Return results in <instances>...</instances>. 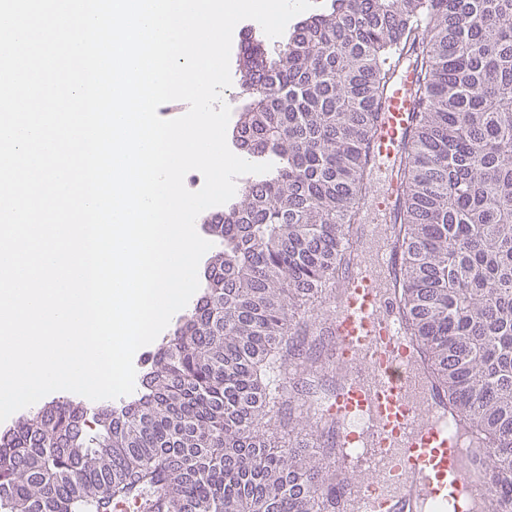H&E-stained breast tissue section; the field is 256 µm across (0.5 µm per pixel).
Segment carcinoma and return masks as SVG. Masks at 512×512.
I'll return each instance as SVG.
<instances>
[{
	"label": "carcinoma",
	"instance_id": "obj_1",
	"mask_svg": "<svg viewBox=\"0 0 512 512\" xmlns=\"http://www.w3.org/2000/svg\"><path fill=\"white\" fill-rule=\"evenodd\" d=\"M420 101L401 171L400 302L468 438L495 512H512V0H330L271 56L249 34L236 141L273 168L204 219L194 319L141 396L84 418L71 400L0 436V512H325L328 463L272 445L287 367L318 294L349 262L370 191L376 108L404 48Z\"/></svg>",
	"mask_w": 512,
	"mask_h": 512
}]
</instances>
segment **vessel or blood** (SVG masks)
I'll return each instance as SVG.
<instances>
[{
	"label": "vessel or blood",
	"instance_id": "1",
	"mask_svg": "<svg viewBox=\"0 0 512 512\" xmlns=\"http://www.w3.org/2000/svg\"><path fill=\"white\" fill-rule=\"evenodd\" d=\"M412 51L392 69L368 151L382 186L354 226L351 261L332 313L317 327L331 343L332 396L320 408L337 470L327 512H490L482 451L459 437L448 398L423 368L395 289L402 255L394 220L402 160L418 110Z\"/></svg>",
	"mask_w": 512,
	"mask_h": 512
}]
</instances>
